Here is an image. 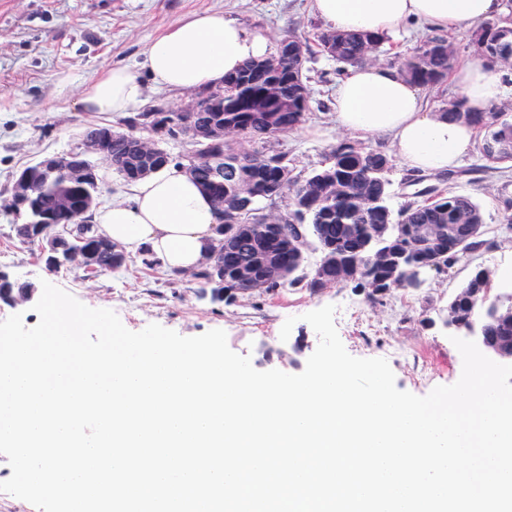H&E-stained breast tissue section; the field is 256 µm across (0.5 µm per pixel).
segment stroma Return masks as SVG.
I'll return each instance as SVG.
<instances>
[{"label": "stroma", "instance_id": "35a3bbf8", "mask_svg": "<svg viewBox=\"0 0 512 512\" xmlns=\"http://www.w3.org/2000/svg\"><path fill=\"white\" fill-rule=\"evenodd\" d=\"M210 8L224 11L250 29L279 43L293 34L306 41L304 71L310 91L308 125L281 137L276 147L299 170L325 162L347 135L332 124L330 94L346 68L319 44L322 24L309 12L308 0H0V197L10 193L16 173L45 156L78 150L86 130L95 124L123 126L108 114L78 111L80 86L106 64H133L142 48L184 15ZM451 185L480 204L489 227L512 219V176L471 150ZM392 208L439 185L438 173H421L394 164L389 173ZM13 218L0 210V270L21 283L47 281L84 305L113 310L134 332L156 323L186 337L224 330L234 352L249 356L260 371L301 373L319 338L304 314L335 306L334 322L347 352L358 358L386 359L398 389L418 396L434 387L457 382L462 357L444 325L448 300L476 267L512 268V240L476 252L470 261L445 275H429L420 295L396 291L383 304L371 303L367 292L351 286L318 294L286 288L275 295L232 303H214L200 296L189 280L142 270L137 262L97 280L71 268L46 270L37 246L20 243ZM296 323L288 340L280 330L288 317Z\"/></svg>", "mask_w": 512, "mask_h": 512}]
</instances>
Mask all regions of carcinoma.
Segmentation results:
<instances>
[{
  "instance_id": "1",
  "label": "carcinoma",
  "mask_w": 512,
  "mask_h": 512,
  "mask_svg": "<svg viewBox=\"0 0 512 512\" xmlns=\"http://www.w3.org/2000/svg\"><path fill=\"white\" fill-rule=\"evenodd\" d=\"M322 49L346 65L360 62L366 46L379 48L384 39L371 34L325 33ZM480 41L479 56L498 61V56L512 55V17L507 15L484 22L472 34ZM448 38L429 35L403 57L400 71L414 84L430 88L448 75L456 58H448ZM310 92L304 76V60L290 57L277 68L270 59L251 62L224 77V111L207 108L191 115L172 118L158 112H141L125 120L129 130L138 127L156 131L172 119L174 124L158 134L159 141L176 140L184 135L189 120L197 126H224V138L212 146L194 144L186 158L160 148L154 156L143 158L134 151L131 139L112 132V167L125 181L135 180L170 163L196 160L201 169L196 182L218 207L222 222L236 224L230 236H221L200 267L183 276L194 280L200 294H210L214 303L224 301L228 291L241 292L247 298L277 293L283 288H304L318 294L334 287L329 276L341 272L357 288L368 290V298L383 303L393 291L407 294L421 291L426 284V267H453L479 250L497 246L485 238L486 224L479 204L466 194L434 187L432 202L409 200L398 211L389 206L391 182L388 173L392 159L386 154L353 142H342L332 151V162L308 172L289 165L286 153L274 149L273 143L290 134L307 118ZM448 115L466 117L481 125L485 138L478 145L481 156L492 163L512 160V120L496 111L487 117L462 112L461 101L451 102ZM32 170L33 197L36 210L14 213L15 238L22 244L46 246L31 237L30 229L42 216L57 217L61 199L68 196L74 213L66 224L74 236L82 237L78 246L90 253L92 261L106 273L119 272V263L106 252H97L98 243L90 215L99 192L91 182L44 178ZM248 186L254 193L251 205L232 213L225 210L229 200L237 198L239 187ZM288 199L283 213H263L257 204ZM469 214L474 220L472 231L461 238L448 240L455 229L457 216ZM415 224H429L437 238L416 246L410 231ZM320 255L315 267L307 266L308 252ZM485 268L477 267L467 282L448 299L447 308L469 334L471 326L480 330L493 347L512 346V317L500 313L488 315L480 307L473 289L482 287Z\"/></svg>"
}]
</instances>
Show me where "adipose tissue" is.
I'll return each mask as SVG.
<instances>
[{"instance_id": "ef3b65f1", "label": "adipose tissue", "mask_w": 512, "mask_h": 512, "mask_svg": "<svg viewBox=\"0 0 512 512\" xmlns=\"http://www.w3.org/2000/svg\"><path fill=\"white\" fill-rule=\"evenodd\" d=\"M313 15L332 31L397 37L411 23L452 34L505 11L503 0H310ZM265 36L246 30L220 10L194 11L158 34L138 68L105 66L85 83L75 105L83 112L120 116L143 103L148 88L199 92L222 85L246 63L266 59ZM450 84L468 112H489L512 83L482 60L455 67ZM337 129L360 141L390 137L409 169L447 172L482 137L479 127L429 109L419 86L389 65H356L342 77L331 101ZM99 235L128 254L143 246L169 271L195 269L218 236L220 215L185 168L168 165L130 185L125 200L93 213Z\"/></svg>"}]
</instances>
